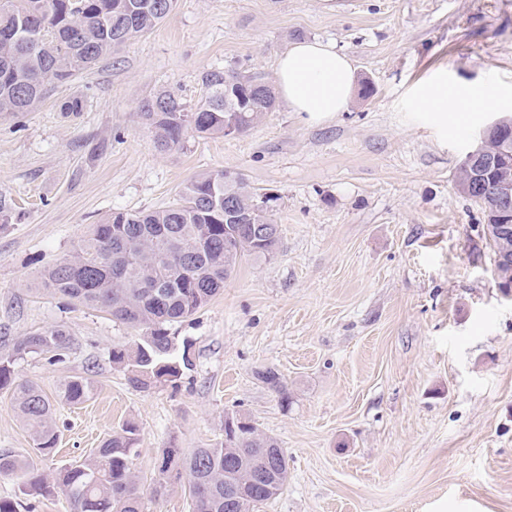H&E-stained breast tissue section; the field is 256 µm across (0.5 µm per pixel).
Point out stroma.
Returning a JSON list of instances; mask_svg holds the SVG:
<instances>
[{
  "instance_id": "1",
  "label": "stroma",
  "mask_w": 512,
  "mask_h": 512,
  "mask_svg": "<svg viewBox=\"0 0 512 512\" xmlns=\"http://www.w3.org/2000/svg\"><path fill=\"white\" fill-rule=\"evenodd\" d=\"M333 42L355 67L349 107L320 124L277 104L247 134L158 152L140 117L164 88L187 104L200 76L235 69L271 83L291 42ZM494 84L500 101L453 125L415 106L430 82ZM80 97L84 108L64 112ZM512 114V0H177L151 33L68 82L32 111L0 113V336L65 325L63 362L18 361L55 396L92 372L91 398L59 403L42 455L0 390V451L44 477L81 460L126 422L149 512H192L186 480L154 495L167 448L224 439L248 416L288 458V480L258 512H512V296L502 294L479 203L456 188L473 133ZM231 171L279 195L282 247L243 260L221 294L171 328L192 362L178 385L131 388L113 348L137 330L65 306L41 275L114 211L172 203L202 171ZM276 370V392L258 370ZM20 512H70L56 488L21 492Z\"/></svg>"
}]
</instances>
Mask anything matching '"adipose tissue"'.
I'll return each instance as SVG.
<instances>
[{"mask_svg": "<svg viewBox=\"0 0 512 512\" xmlns=\"http://www.w3.org/2000/svg\"><path fill=\"white\" fill-rule=\"evenodd\" d=\"M355 69L350 59L331 43L303 40L281 54L276 89L291 111L312 123H322L347 109L354 92ZM485 99L457 84L428 85L418 105L426 112H453L466 116Z\"/></svg>", "mask_w": 512, "mask_h": 512, "instance_id": "ef3b65f1", "label": "adipose tissue"}]
</instances>
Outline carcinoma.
Listing matches in <instances>:
<instances>
[{
    "label": "carcinoma",
    "mask_w": 512,
    "mask_h": 512,
    "mask_svg": "<svg viewBox=\"0 0 512 512\" xmlns=\"http://www.w3.org/2000/svg\"><path fill=\"white\" fill-rule=\"evenodd\" d=\"M175 0H0V112H28L44 98L50 82H66L114 50L159 26ZM204 98L191 106L169 90H159L141 105L154 133L155 148L166 153L190 137L224 135V119L234 118L250 131L276 105L272 85L254 88L250 79L215 69L202 76ZM194 114V125L184 116ZM501 172L475 180L469 198L484 208L495 276L512 282V267L498 263L512 254V236H493L495 185ZM235 194L233 217L224 218V193ZM257 191L244 179L224 185V172H202L188 180L174 202L139 212L115 211L90 225L69 258L42 274L45 289L66 304L110 314L141 332L130 348L112 349V363L128 371V384L140 391L176 383L190 366L177 357L171 326L201 310L224 290L243 259H268L279 252L281 237L257 230L272 220L277 196L255 205ZM71 336L58 325L4 341L0 348V389L12 404L40 453L55 450L58 434L53 402L34 382L15 374L18 361L31 354L58 360ZM95 389L90 374L60 380L57 397L69 404L87 400ZM235 427L230 443L196 448L180 459L188 477L193 512H256L276 497L288 478V460L278 442L246 416L224 423ZM138 428L125 423L90 456L59 469L54 484L68 497L71 512H145L134 472ZM269 449L264 454L262 449ZM277 458L276 485L269 490L266 456ZM26 476L22 492L43 494L48 485L30 464L0 453V475Z\"/></svg>",
    "instance_id": "obj_1"
}]
</instances>
